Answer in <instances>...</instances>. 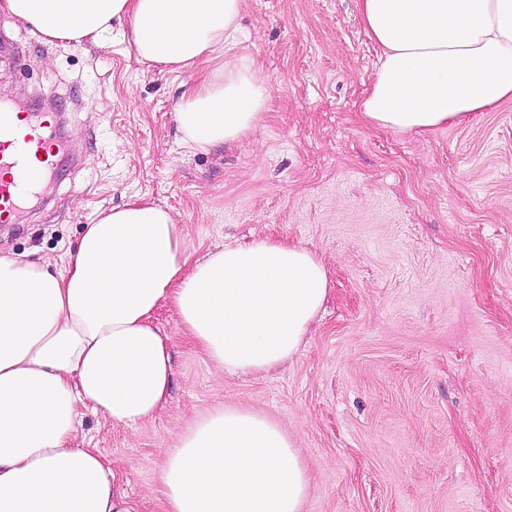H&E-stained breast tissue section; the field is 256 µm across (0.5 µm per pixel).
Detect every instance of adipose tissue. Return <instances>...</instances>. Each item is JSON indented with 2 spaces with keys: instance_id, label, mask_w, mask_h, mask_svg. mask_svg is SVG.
<instances>
[{
  "instance_id": "adipose-tissue-1",
  "label": "adipose tissue",
  "mask_w": 512,
  "mask_h": 512,
  "mask_svg": "<svg viewBox=\"0 0 512 512\" xmlns=\"http://www.w3.org/2000/svg\"><path fill=\"white\" fill-rule=\"evenodd\" d=\"M244 0H0L50 39L97 41L126 23L141 61L211 70L177 118L202 151L252 130L268 89L247 56L224 61ZM381 50L361 110L429 133L512 101V0H358ZM170 210L141 198L84 225L62 272L0 254V512H139L109 460L74 445L83 409L132 426L165 404L172 366L154 323L223 372L266 370L299 349L330 288L321 256L291 242L234 244L190 264ZM162 512H301L307 468L278 422L235 405L193 417L164 452Z\"/></svg>"
}]
</instances>
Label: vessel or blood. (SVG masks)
Instances as JSON below:
<instances>
[{
    "label": "vessel or blood",
    "mask_w": 512,
    "mask_h": 512,
    "mask_svg": "<svg viewBox=\"0 0 512 512\" xmlns=\"http://www.w3.org/2000/svg\"><path fill=\"white\" fill-rule=\"evenodd\" d=\"M52 131L33 113L0 108V222L13 219L26 197L54 176Z\"/></svg>",
    "instance_id": "vessel-or-blood-1"
}]
</instances>
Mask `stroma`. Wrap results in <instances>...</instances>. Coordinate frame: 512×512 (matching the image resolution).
<instances>
[{"label":"stroma","mask_w":512,"mask_h":512,"mask_svg":"<svg viewBox=\"0 0 512 512\" xmlns=\"http://www.w3.org/2000/svg\"><path fill=\"white\" fill-rule=\"evenodd\" d=\"M231 56L269 88L261 121L208 151L175 106L198 71L138 60L126 25L98 44L0 16V98L60 113L50 201L0 226V253L62 269L82 225L144 198L178 215L191 261L264 238L322 256L330 294L298 352L220 374L176 328L167 403L135 427L84 410L142 512L190 416L227 404L279 422L311 476L302 512H512V103L416 134L369 125L379 49L357 0H245Z\"/></svg>","instance_id":"stroma-1"}]
</instances>
